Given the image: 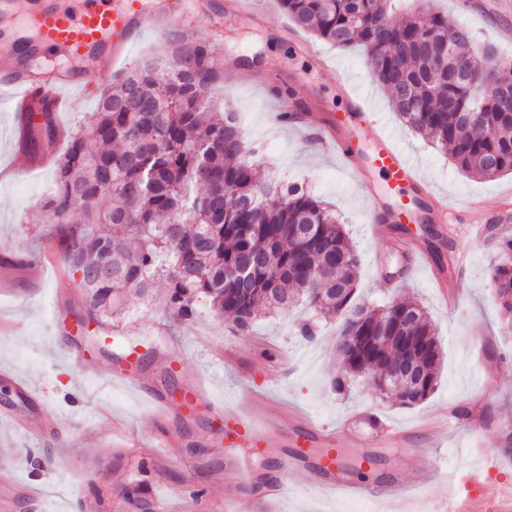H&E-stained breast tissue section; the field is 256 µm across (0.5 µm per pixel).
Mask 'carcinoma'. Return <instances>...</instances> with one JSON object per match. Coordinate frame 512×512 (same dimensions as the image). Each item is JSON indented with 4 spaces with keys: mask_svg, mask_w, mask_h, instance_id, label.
I'll return each mask as SVG.
<instances>
[{
    "mask_svg": "<svg viewBox=\"0 0 512 512\" xmlns=\"http://www.w3.org/2000/svg\"><path fill=\"white\" fill-rule=\"evenodd\" d=\"M302 31L340 48L360 47L369 73L389 93L403 123L431 139L460 170L484 179L512 173V108L499 104L512 89L490 45L447 15L429 8L393 19V0H280ZM484 53L495 77L471 71L448 83V70ZM224 74L210 45L189 36L172 57H144L124 76L102 85L96 112L69 135L55 161V181L43 209L24 217L61 248L85 295L84 325H115L135 301L165 289L178 323L200 307L247 332L263 314L300 300L298 324L315 336L324 312L342 315L337 336H363L340 351L331 380L346 393L359 378H379L410 351L420 354V386L408 379L387 395L414 406L437 388L441 350L431 320L415 301L382 308L356 299L361 263L336 213L302 185H260L258 149L244 138L229 108L208 89ZM27 132L24 150L56 136L53 113ZM502 261L492 278L512 325V239L499 243ZM251 265L250 279L232 278ZM387 336L382 345L369 336Z\"/></svg>",
    "mask_w": 512,
    "mask_h": 512,
    "instance_id": "1",
    "label": "carcinoma"
}]
</instances>
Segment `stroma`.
<instances>
[{"label": "stroma", "instance_id": "1", "mask_svg": "<svg viewBox=\"0 0 512 512\" xmlns=\"http://www.w3.org/2000/svg\"><path fill=\"white\" fill-rule=\"evenodd\" d=\"M451 19L467 26L481 43L493 44L499 55L512 56V0H436ZM197 27L206 32L224 62V79L210 90L212 98L229 102L238 112L245 139L262 153L259 182L288 180L303 183L316 199L331 203L362 258L357 293L374 305L418 301L426 306L442 351L435 392L422 403L403 407L379 397L367 380L355 382L339 395L330 388L341 368L336 349V319L322 322L315 340L297 335L295 323L303 306L260 318L253 329L237 336L226 323L203 314L193 325H170L163 301L137 304L118 329H98V342L79 335L84 298L61 257L34 224L22 223L23 213L39 209L54 184V168L36 169L0 186V259L30 263L47 261V274L38 282L18 279L0 292V411L14 412L36 422L55 419L63 430L40 440L0 421V467L9 468L27 484L29 495L17 498L14 512H43L36 490L55 499L60 512H81L87 502L101 512H180L183 492L203 490L201 512L224 510V447L215 431L211 405L245 403L254 387L282 404L309 414L325 428L351 420L356 445L344 449L338 477L344 482L368 483L380 474L398 475L419 483L412 512H432L448 498L447 478L415 464L402 447H380L364 414L375 413L404 426L446 405L467 408L481 403L486 425L473 433L453 427L436 437L428 454L449 470L473 471L484 459L470 449H488L503 459L502 431L512 427V329L505 326L490 273L500 260L498 239L512 238V221L496 222L497 203L512 194V174L477 179L459 170L450 156L415 133L392 112L386 90L368 73L360 50H341L309 33L299 32L283 10L242 9L238 0H205L195 13ZM303 122L277 123L274 113L282 92ZM356 93L399 146L416 160L421 178L433 192L431 205L465 213L472 207L492 217L482 237L469 235L463 222L450 224L452 243L466 255L465 269L439 272L413 269L394 244L397 231L376 238L367 228L371 204L361 194L351 167L323 152L311 137L330 115L345 111L347 94ZM397 272L398 287L382 288L380 274ZM444 278L458 295L455 307L445 305L436 283ZM239 346L236 362L218 365L214 347ZM297 352L279 385L266 386L265 346ZM140 364L139 387L112 378V364L128 354ZM179 356L180 370L167 369L170 356ZM29 390L25 400L12 392L13 379ZM202 386L196 416L175 415L167 426L182 445L167 460L156 459L148 390ZM108 412L112 429L106 441L83 431V418ZM370 451L376 467L355 472L360 454ZM279 512H383L368 498H349L330 490L288 491Z\"/></svg>", "mask_w": 512, "mask_h": 512}]
</instances>
